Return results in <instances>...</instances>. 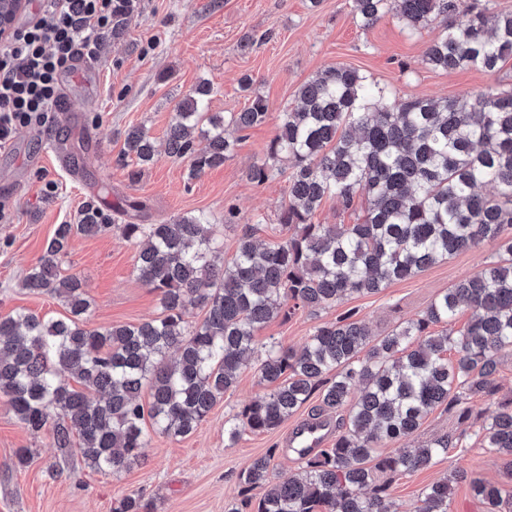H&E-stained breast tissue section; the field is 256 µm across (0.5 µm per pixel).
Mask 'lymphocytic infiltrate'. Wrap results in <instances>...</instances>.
<instances>
[{
	"instance_id": "obj_1",
	"label": "lymphocytic infiltrate",
	"mask_w": 512,
	"mask_h": 512,
	"mask_svg": "<svg viewBox=\"0 0 512 512\" xmlns=\"http://www.w3.org/2000/svg\"><path fill=\"white\" fill-rule=\"evenodd\" d=\"M28 21L0 41V149L20 127H45L76 58L99 60L102 38L138 0H30Z\"/></svg>"
}]
</instances>
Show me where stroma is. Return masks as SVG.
Here are the masks:
<instances>
[{
    "label": "stroma",
    "instance_id": "stroma-1",
    "mask_svg": "<svg viewBox=\"0 0 512 512\" xmlns=\"http://www.w3.org/2000/svg\"><path fill=\"white\" fill-rule=\"evenodd\" d=\"M431 26L410 32L389 15L371 29H360L353 0H141L122 31L103 38V59L87 77H63L76 114L75 123L54 121L51 131L18 128L8 150L0 151V315L24 308L37 315L63 316L59 300L22 286L27 269L42 255L57 224L74 223L88 204L112 219L110 233L78 237L61 271L79 277L93 300L90 324H137L158 314V297L135 272L136 246L123 236L129 202L146 206L136 221L153 224L183 214L205 212L216 224L225 256H232L246 224L263 217L260 239H282L278 214L288 198V176L263 184L248 177L261 163L284 109L294 106L298 88L318 71L343 65L370 76L389 100L410 97L466 100L476 90L512 88V60L497 72H446L425 64L424 54L438 33ZM253 47H246V40ZM253 92L269 105L267 121L247 132L234 155L198 179L187 163L160 156L141 168L123 167L117 155L132 126L148 129L156 143L165 134L183 98L199 83H210L209 110L223 116L241 111ZM76 154V166L62 168L56 146ZM234 208V223L224 221ZM496 247L484 243L396 281L375 295H351L333 307L275 319L260 340L301 347L314 329L355 311L375 335L416 318L440 293L494 261ZM256 365L244 368L236 388L217 401L198 430L184 438L153 436L143 459L117 476L92 471L78 449L53 445L50 431L31 435L0 399V512H113L126 495L139 493L153 512H230L239 503L238 475L255 458L274 451L279 474L301 470L304 459L288 449L293 430L318 407L310 400L288 421L264 433H245L237 443L224 440V422L263 394ZM470 421L439 407L413 435L388 444L387 453L436 437L463 435L462 447L449 449L431 467L389 479L388 498L400 512H414L422 487L460 471L449 512H486L471 483L485 479L504 490L501 512H512V473L503 460L467 434ZM32 458L19 465L18 449Z\"/></svg>",
    "mask_w": 512,
    "mask_h": 512
}]
</instances>
